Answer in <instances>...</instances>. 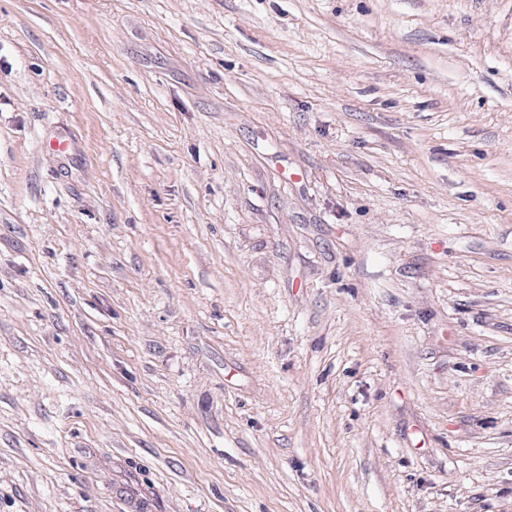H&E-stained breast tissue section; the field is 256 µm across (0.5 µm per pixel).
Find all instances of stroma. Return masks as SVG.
Returning a JSON list of instances; mask_svg holds the SVG:
<instances>
[{"label": "stroma", "mask_w": 512, "mask_h": 512, "mask_svg": "<svg viewBox=\"0 0 512 512\" xmlns=\"http://www.w3.org/2000/svg\"><path fill=\"white\" fill-rule=\"evenodd\" d=\"M0 512H512V0H0Z\"/></svg>", "instance_id": "35a3bbf8"}]
</instances>
